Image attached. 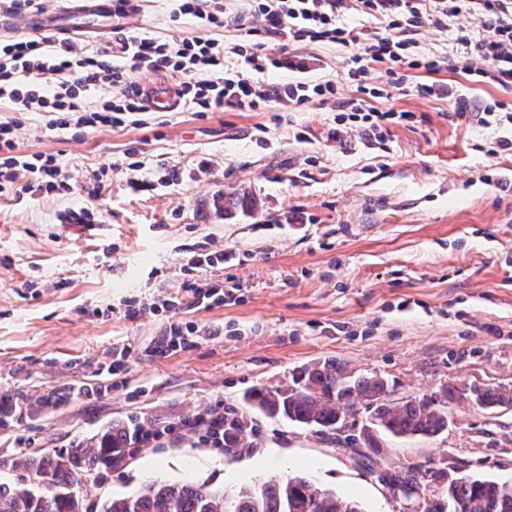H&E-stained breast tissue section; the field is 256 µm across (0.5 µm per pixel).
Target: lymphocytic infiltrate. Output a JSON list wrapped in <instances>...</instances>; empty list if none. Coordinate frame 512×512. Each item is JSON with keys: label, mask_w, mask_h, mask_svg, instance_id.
I'll return each mask as SVG.
<instances>
[{"label": "lymphocytic infiltrate", "mask_w": 512, "mask_h": 512, "mask_svg": "<svg viewBox=\"0 0 512 512\" xmlns=\"http://www.w3.org/2000/svg\"><path fill=\"white\" fill-rule=\"evenodd\" d=\"M348 0H251L241 12L228 14L223 0H174L173 20L191 18L200 35L181 41H162L138 31L123 33L120 54L92 52L76 44H53L43 38L22 37L0 42V100H8L12 114L0 116V196L60 194L96 197L107 168L84 180L65 174L56 155L19 152L16 144L22 112L45 116L49 134L69 131L73 136L102 128L138 126L145 104L134 92V79L144 69H170L180 77L181 94L197 112H258L269 103L302 106L312 100L334 101L335 122L355 127L365 137L381 141L391 126L411 122L407 111L379 110L371 106L383 97L382 88L370 82L372 63L434 74L449 68L487 83L512 90V0H359L362 12L386 22L390 34L381 37L349 28L342 20ZM478 14L482 30L456 36V51L449 58L411 56L410 33L424 24L443 29L449 18ZM231 26L242 34L241 43L224 47L208 30ZM293 46L317 42L356 45L346 64L356 86L353 98L336 100L333 82L262 81L268 71L282 68L281 59L265 49L264 38ZM240 59L229 71L228 55ZM109 94L89 110L83 100L92 89ZM183 296L161 300L149 308H130L128 317L144 311L175 312L183 305L210 308L224 302V283L199 282L188 277Z\"/></svg>", "instance_id": "lymphocytic-infiltrate-1"}]
</instances>
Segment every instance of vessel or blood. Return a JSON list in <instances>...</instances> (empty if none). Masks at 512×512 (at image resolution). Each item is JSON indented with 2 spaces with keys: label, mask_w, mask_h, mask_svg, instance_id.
<instances>
[{
  "label": "vessel or blood",
  "mask_w": 512,
  "mask_h": 512,
  "mask_svg": "<svg viewBox=\"0 0 512 512\" xmlns=\"http://www.w3.org/2000/svg\"><path fill=\"white\" fill-rule=\"evenodd\" d=\"M128 25V17L116 14L113 0H62L38 12L0 15L1 35L21 30L49 35L59 44L101 40ZM135 89L149 111L176 112L183 107L181 94L162 79L136 82Z\"/></svg>",
  "instance_id": "1"
}]
</instances>
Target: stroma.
Returning a JSON list of instances; mask_svg holds the SVG:
<instances>
[{
    "instance_id": "1",
    "label": "stroma",
    "mask_w": 512,
    "mask_h": 512,
    "mask_svg": "<svg viewBox=\"0 0 512 512\" xmlns=\"http://www.w3.org/2000/svg\"><path fill=\"white\" fill-rule=\"evenodd\" d=\"M169 0H141L139 32L166 41L198 35L170 18ZM481 19L464 14L413 37L418 55L446 56L458 31ZM270 52L302 64L273 81H332L337 98L354 95L345 63L352 45L315 43ZM373 64L386 85L380 109L414 113L379 144L358 129L337 130L330 105H271L259 112H148L143 125L60 141L44 118L20 116V151L55 153L65 173L84 179L135 150L133 193L127 172L105 177L91 200L56 194L0 197V395L35 401L39 414L0 425V458L63 448L115 420L151 431L133 459L89 495L120 497L150 480L190 481L233 494L254 479L310 476L358 501L365 512H407L335 436L272 420L245 406L257 387L288 384L294 372L337 358L348 372L376 374L395 397L440 384L512 385V151L489 156L512 125L483 127L451 118L456 98L476 108L512 93L444 70L452 97L424 99L426 75ZM249 192L253 207L216 212L212 198ZM88 206L91 226L67 224L69 208ZM244 253L241 264L204 266L199 280L231 279V299L210 309L131 319L129 302L178 294L198 244ZM195 325L183 348L160 355L171 321ZM125 369L112 375L113 360ZM237 409L253 441L235 457L184 427L188 416ZM447 433L388 441L394 468L436 461L463 475L512 481V408L449 406ZM276 452V467L255 473L253 459Z\"/></svg>"
}]
</instances>
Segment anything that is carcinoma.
<instances>
[{
    "instance_id": "cac0c4a2",
    "label": "carcinoma",
    "mask_w": 512,
    "mask_h": 512,
    "mask_svg": "<svg viewBox=\"0 0 512 512\" xmlns=\"http://www.w3.org/2000/svg\"><path fill=\"white\" fill-rule=\"evenodd\" d=\"M465 399L481 409L512 408V388L503 385L443 384L432 394L391 398L388 383L377 375L346 373L336 358L304 367L292 383L255 388L244 403L270 419L285 420L316 433L333 432L341 414L364 412L387 438H434L448 431V405ZM42 401L0 396V423L17 411L38 412ZM143 432L137 423L117 420L94 436L75 439L66 448L33 456L26 452L0 467L25 472L34 486L0 484V512H363L353 501L306 477L255 482L228 495L205 483L151 480L131 495L90 498L74 486L85 476L98 477L124 462ZM253 442L236 413L224 417V452L233 456ZM47 481L50 491L39 489ZM429 512H512V482L472 476L452 481L443 500Z\"/></svg>"
}]
</instances>
